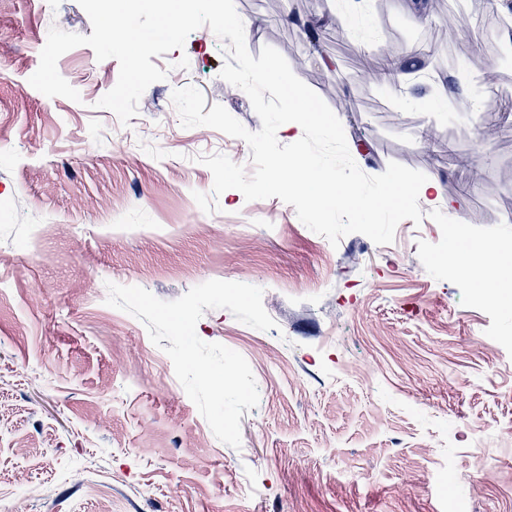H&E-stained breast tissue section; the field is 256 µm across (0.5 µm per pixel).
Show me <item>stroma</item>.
<instances>
[{"instance_id":"stroma-1","label":"stroma","mask_w":512,"mask_h":512,"mask_svg":"<svg viewBox=\"0 0 512 512\" xmlns=\"http://www.w3.org/2000/svg\"><path fill=\"white\" fill-rule=\"evenodd\" d=\"M235 7L252 56L273 47L327 105L353 102L338 118L364 173L396 162L440 198L388 245L359 233L331 245L294 206L235 189L205 213L200 156L246 166L250 149L182 127L173 90L195 87L261 128L221 78L212 30L153 57L167 78L124 124L98 105L119 63L89 46L57 63L80 101L29 83L50 28L91 35L77 0H0V512H447L448 459L468 512H512V59L476 33L483 13L512 16V0H351L346 20L336 0ZM448 10L472 37L412 56ZM382 64L400 80L380 81ZM487 67L503 81L485 84ZM497 118L501 136L479 144ZM455 237L465 252L500 249L490 289L449 272ZM209 280L262 287L276 324L213 309L196 326L254 374L260 400L237 449L145 325L106 303L110 282L171 301Z\"/></svg>"}]
</instances>
